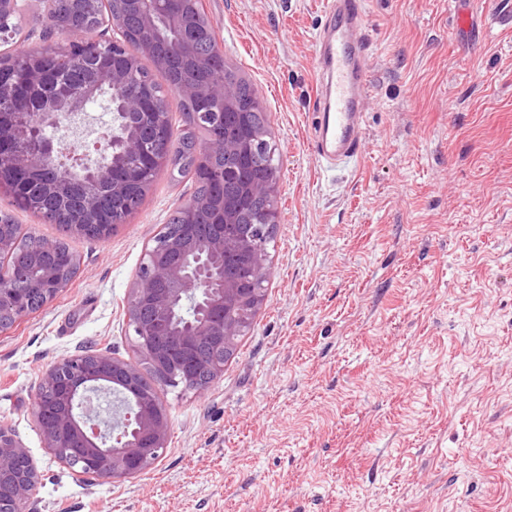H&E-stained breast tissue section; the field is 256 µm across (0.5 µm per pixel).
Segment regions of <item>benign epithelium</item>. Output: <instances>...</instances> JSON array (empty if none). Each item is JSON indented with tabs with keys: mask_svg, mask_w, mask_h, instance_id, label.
Listing matches in <instances>:
<instances>
[{
	"mask_svg": "<svg viewBox=\"0 0 512 512\" xmlns=\"http://www.w3.org/2000/svg\"><path fill=\"white\" fill-rule=\"evenodd\" d=\"M25 2L0 0L1 42L12 39L14 20L23 14ZM96 29L113 36L104 42L87 37L72 41L64 52L95 59L106 42L122 65L101 69L96 86L82 96L70 94L62 76L52 91L32 96L50 49L0 54V99L8 101L15 115L31 120L41 135L36 148L27 149L14 138L11 124L0 121V193L40 175L41 192L58 199L84 184L102 185L121 196L135 172L166 168L168 159L148 150L127 120L135 111L156 130H165L170 118L166 101L150 93L125 99L121 91L140 72L143 57L153 56L163 66L167 57L177 55L206 68L223 56L202 0H112V12ZM15 57L25 58L24 70L13 67ZM104 94L112 126L97 137L96 158L61 162L66 148L46 129L75 124L85 116L87 104ZM183 94L196 101L193 117L199 124L220 111L223 126H214L203 153L233 160L230 172L242 173L256 144L267 143L254 119L262 109L260 98L244 105L220 81L188 82ZM277 183L274 175L260 182L243 179L239 189L224 192V199L213 203L214 224L194 223L197 210L208 205L205 199L194 200L178 232L146 247L129 289L127 316L134 347L153 369V387L143 385L138 363L86 349L56 360L42 373L33 393L34 420L44 447L75 474L114 483L152 468L168 448L170 431L159 392L179 386L203 392L223 377L224 353L245 334L265 300V288L257 281L268 275L267 246L248 235L244 225L259 199L264 206L257 221L274 230ZM63 287L62 272L52 265L44 266L32 283L47 303ZM3 308L16 321L29 315L26 291L0 284ZM99 392L122 400L126 409L114 410L110 420L93 417L87 403ZM39 481L26 448L10 428L0 425V499L8 498L16 512H24Z\"/></svg>",
	"mask_w": 512,
	"mask_h": 512,
	"instance_id": "obj_1",
	"label": "benign epithelium"
}]
</instances>
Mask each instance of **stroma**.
Instances as JSON below:
<instances>
[{
    "label": "stroma",
    "mask_w": 512,
    "mask_h": 512,
    "mask_svg": "<svg viewBox=\"0 0 512 512\" xmlns=\"http://www.w3.org/2000/svg\"><path fill=\"white\" fill-rule=\"evenodd\" d=\"M372 97L357 163L319 161L324 0H204L282 160L266 297L207 391H161L165 455L76 476L32 415L42 371L90 346L138 361L129 286L195 186L162 170L128 223L72 239L77 275L0 334V425L40 482L26 512H512V30L496 0H364ZM44 35L31 0L14 45Z\"/></svg>",
    "instance_id": "1"
}]
</instances>
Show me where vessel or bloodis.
Instances as JSON below:
<instances>
[{
  "label": "vessel or blood",
  "instance_id": "obj_1",
  "mask_svg": "<svg viewBox=\"0 0 512 512\" xmlns=\"http://www.w3.org/2000/svg\"><path fill=\"white\" fill-rule=\"evenodd\" d=\"M327 22L314 51L318 72L315 152L328 163L360 160L363 115L371 98L363 0H327Z\"/></svg>",
  "mask_w": 512,
  "mask_h": 512
}]
</instances>
